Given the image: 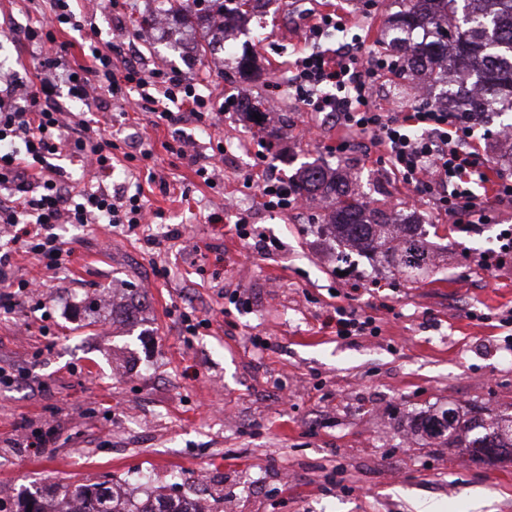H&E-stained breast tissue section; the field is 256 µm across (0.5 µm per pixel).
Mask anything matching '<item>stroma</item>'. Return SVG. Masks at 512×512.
Returning <instances> with one entry per match:
<instances>
[{
	"mask_svg": "<svg viewBox=\"0 0 512 512\" xmlns=\"http://www.w3.org/2000/svg\"><path fill=\"white\" fill-rule=\"evenodd\" d=\"M340 6L347 33L380 52L382 7ZM74 7L111 44L113 63L136 45L148 68L208 78L218 103L277 104L279 119L261 132L234 110L211 127L178 129L200 158L216 141L233 146L224 183L212 189L166 151L176 129L141 112L135 93L111 98L104 135L140 140L170 188L117 159L113 183L142 179L160 214L146 233L60 225L74 255L56 273L14 256V278L43 288L23 311L0 312V366L16 376L0 385V512H15L25 492L105 480L145 495L188 498L203 488L209 512H512V460L479 461L414 430L449 407L512 417V328L500 323L512 311V261L491 272L481 265L500 225L512 223V204L497 207L493 224H451L359 144L336 152L339 129L325 113L271 91L286 61L266 42L301 13V0H268L247 19L236 47L255 57L249 75L184 51L175 18L163 31L143 25L160 0ZM51 13L52 0H0V58L20 80L40 60L23 33ZM266 144L278 175L325 164L350 176L371 207L425 225L429 269L410 280L382 255L341 246L324 224L332 199L308 200L300 214L265 209L247 179ZM229 201L260 242L240 238L232 218L209 223ZM158 265L169 278L155 276ZM132 296L139 313L130 324L122 312ZM339 305L376 317L380 334L337 337L325 320ZM187 309L208 327L187 334ZM20 433L50 442L28 448Z\"/></svg>",
	"mask_w": 512,
	"mask_h": 512,
	"instance_id": "obj_1",
	"label": "stroma"
}]
</instances>
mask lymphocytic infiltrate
<instances>
[{
    "mask_svg": "<svg viewBox=\"0 0 512 512\" xmlns=\"http://www.w3.org/2000/svg\"><path fill=\"white\" fill-rule=\"evenodd\" d=\"M53 4L54 19L24 33L45 53L34 80L24 86L8 80L0 86V223L14 228L16 253L59 271L72 254L57 231L59 225L106 224L132 232L151 216L141 190L107 186L116 145L87 120L63 111L60 92L68 91L87 111L104 112L110 96L129 87L144 111L171 126L188 115L199 125H211L213 104L199 83L144 69L132 60L114 67L108 52L90 55L78 67L53 60L58 25L83 28L69 0ZM365 48L356 34L345 50L305 54L296 62L289 94L304 111L337 113L338 125L347 133L337 142V151L349 148L350 136L368 138L380 160L417 196L432 201L437 214L454 224L469 223L474 216L493 223L471 186L487 185L496 201L512 203V181L497 176L475 145L474 116L422 103L403 112L382 111L373 102V89L397 65L386 54L367 56ZM75 162L86 178L80 190L66 169ZM13 254L0 255V309L8 313L29 295L28 281L10 279Z\"/></svg>",
    "mask_w": 512,
    "mask_h": 512,
    "instance_id": "lymphocytic-infiltrate-1",
    "label": "lymphocytic infiltrate"
}]
</instances>
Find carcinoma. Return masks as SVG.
<instances>
[{"instance_id":"obj_1","label":"carcinoma","mask_w":512,"mask_h":512,"mask_svg":"<svg viewBox=\"0 0 512 512\" xmlns=\"http://www.w3.org/2000/svg\"><path fill=\"white\" fill-rule=\"evenodd\" d=\"M255 0H222L223 17L246 15ZM400 10L385 25L381 40L399 56L400 68L444 84L443 95L457 112H496L512 122V0H399ZM170 11L183 22L203 19L197 0H169ZM301 196L325 195L336 200L330 224L348 245L370 252L381 249L398 271L416 278L430 257L415 235L396 242L388 235L398 215L373 211L352 197L348 184L318 165L299 176ZM431 436L448 435L453 448H481L497 459L498 448H512V425L463 420L453 409L423 425ZM86 512H185L178 499L141 505L119 504L105 483L67 487Z\"/></svg>"}]
</instances>
